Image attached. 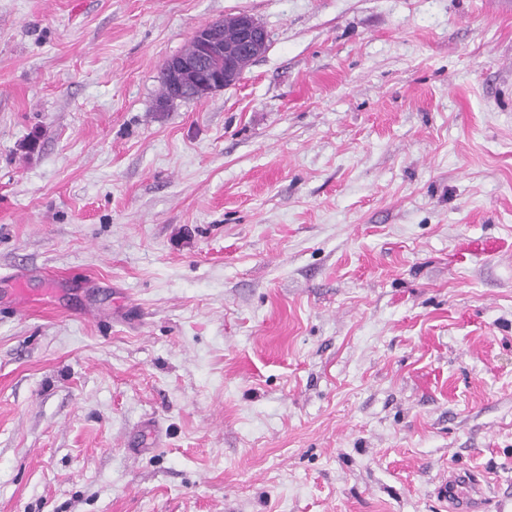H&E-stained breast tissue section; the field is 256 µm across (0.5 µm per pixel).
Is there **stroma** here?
<instances>
[{
	"instance_id": "stroma-1",
	"label": "stroma",
	"mask_w": 512,
	"mask_h": 512,
	"mask_svg": "<svg viewBox=\"0 0 512 512\" xmlns=\"http://www.w3.org/2000/svg\"><path fill=\"white\" fill-rule=\"evenodd\" d=\"M247 13L235 85L161 104ZM512 512V0H0V512ZM234 19L239 30L236 42L224 41H233L236 38L235 24L224 30V20H217L200 27L189 48L182 53H194L197 43L199 51L196 55H175L166 60L165 74L169 84L165 79L164 67L160 69L158 76L163 99L170 96V88L175 97L186 93L194 98H206L232 86L242 78V64L262 53L268 36L265 28L253 16L240 14ZM219 62H224L223 68L214 65ZM488 484L487 476L479 471L448 472L437 491L448 502V512H484Z\"/></svg>"
}]
</instances>
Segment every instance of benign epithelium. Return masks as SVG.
Returning <instances> with one entry per match:
<instances>
[{
    "mask_svg": "<svg viewBox=\"0 0 512 512\" xmlns=\"http://www.w3.org/2000/svg\"><path fill=\"white\" fill-rule=\"evenodd\" d=\"M239 38L234 43L224 41V21L217 20L200 27L193 40L199 46L194 56L175 55L165 62V74L173 96L184 93L205 98L238 82L242 64L258 57L267 41L265 28L248 14L235 17Z\"/></svg>",
    "mask_w": 512,
    "mask_h": 512,
    "instance_id": "1",
    "label": "benign epithelium"
}]
</instances>
